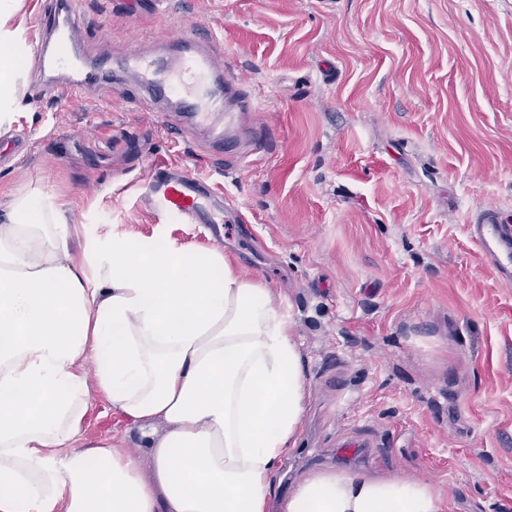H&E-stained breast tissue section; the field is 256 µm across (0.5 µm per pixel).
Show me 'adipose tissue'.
<instances>
[{
	"mask_svg": "<svg viewBox=\"0 0 512 512\" xmlns=\"http://www.w3.org/2000/svg\"><path fill=\"white\" fill-rule=\"evenodd\" d=\"M20 3L0 0L1 130L26 82ZM70 213L34 188L0 214V512H268L306 409L290 305L221 250L83 239ZM90 357L150 472L124 438L81 445ZM282 512L444 510L426 481L319 473Z\"/></svg>",
	"mask_w": 512,
	"mask_h": 512,
	"instance_id": "adipose-tissue-1",
	"label": "adipose tissue"
}]
</instances>
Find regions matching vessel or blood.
Returning a JSON list of instances; mask_svg holds the SVG:
<instances>
[{"mask_svg":"<svg viewBox=\"0 0 512 512\" xmlns=\"http://www.w3.org/2000/svg\"><path fill=\"white\" fill-rule=\"evenodd\" d=\"M88 21L80 0H48L31 37L32 85L37 92L75 98L87 90L111 86L113 97L160 112L172 108L182 115L183 130L208 134V147L219 156L247 160L240 143L239 119L231 102L242 109L257 104L244 94L233 70L209 38L188 28L153 47L131 41L115 59L100 62L86 44ZM133 76L135 88L123 79ZM145 208L155 221L166 224H220L224 209L207 184L166 165L156 166L140 187ZM471 241L490 261L497 280L512 285V222L492 207L481 210L467 226Z\"/></svg>","mask_w":512,"mask_h":512,"instance_id":"1","label":"vessel or blood"}]
</instances>
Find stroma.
<instances>
[{
  "mask_svg": "<svg viewBox=\"0 0 512 512\" xmlns=\"http://www.w3.org/2000/svg\"><path fill=\"white\" fill-rule=\"evenodd\" d=\"M93 54L187 26L246 92L269 147L219 162L196 137L113 101L35 98L0 135V209L37 187L81 234L213 248L202 224H159L139 187L155 163L224 204L222 250L286 297L308 403L277 495L320 472L425 480L448 512H512V287L466 226L512 221V0H120ZM82 437L140 430L91 389ZM386 435L346 455L337 436Z\"/></svg>",
  "mask_w": 512,
  "mask_h": 512,
  "instance_id": "obj_1",
  "label": "stroma"
}]
</instances>
